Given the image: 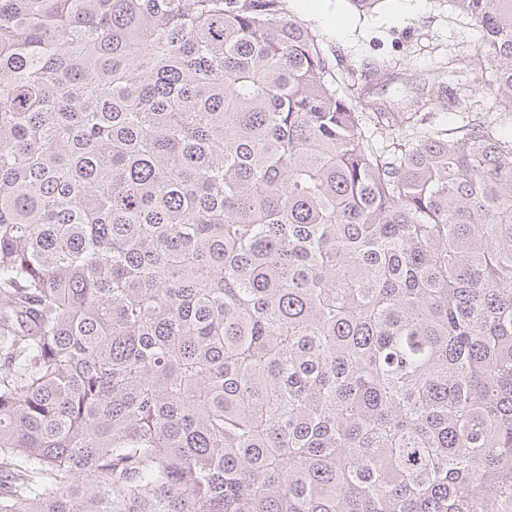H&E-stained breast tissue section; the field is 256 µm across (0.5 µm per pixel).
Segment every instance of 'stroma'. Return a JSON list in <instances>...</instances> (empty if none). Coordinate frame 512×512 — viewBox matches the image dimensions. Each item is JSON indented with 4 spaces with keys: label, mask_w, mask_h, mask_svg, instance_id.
<instances>
[{
    "label": "stroma",
    "mask_w": 512,
    "mask_h": 512,
    "mask_svg": "<svg viewBox=\"0 0 512 512\" xmlns=\"http://www.w3.org/2000/svg\"><path fill=\"white\" fill-rule=\"evenodd\" d=\"M288 12L315 34L328 57L338 90L356 100L385 103L390 111L411 112L429 100L433 108L415 131L432 134L461 125L455 97L476 95L475 70L451 71L452 57L478 53L480 34L470 18L447 0H381L371 12L355 11L349 0H288ZM477 97L480 116L498 115L485 96ZM368 125L378 152L392 151L410 135Z\"/></svg>",
    "instance_id": "obj_1"
}]
</instances>
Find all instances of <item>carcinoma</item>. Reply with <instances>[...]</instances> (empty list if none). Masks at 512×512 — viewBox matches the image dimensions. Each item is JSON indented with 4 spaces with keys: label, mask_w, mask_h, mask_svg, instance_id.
<instances>
[{
    "label": "carcinoma",
    "mask_w": 512,
    "mask_h": 512,
    "mask_svg": "<svg viewBox=\"0 0 512 512\" xmlns=\"http://www.w3.org/2000/svg\"><path fill=\"white\" fill-rule=\"evenodd\" d=\"M286 2L0 0V512H512V134L377 153Z\"/></svg>",
    "instance_id": "obj_1"
}]
</instances>
